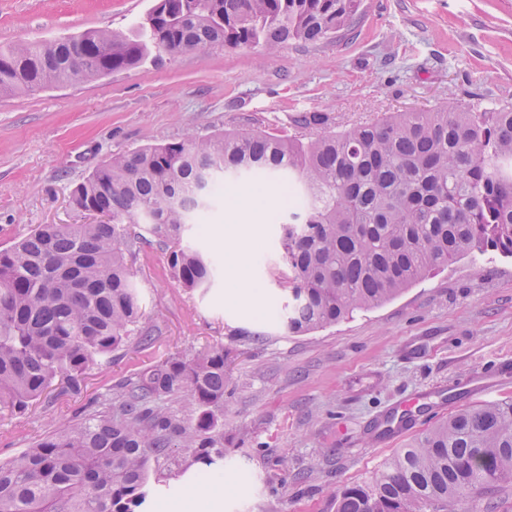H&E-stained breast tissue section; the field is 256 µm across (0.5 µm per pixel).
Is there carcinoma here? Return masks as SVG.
<instances>
[{
    "mask_svg": "<svg viewBox=\"0 0 512 512\" xmlns=\"http://www.w3.org/2000/svg\"><path fill=\"white\" fill-rule=\"evenodd\" d=\"M361 0H155L129 34L110 27L0 47V94L79 83L142 64L155 49L270 52L349 27ZM288 174L279 283L293 334L377 308L462 256H512V106L453 96L313 138L262 130L192 136L116 154L70 193L106 222L43 224L0 249V411L16 415L80 377L134 333L128 257L150 236L190 289L217 274L183 242L228 176ZM224 347L170 357L94 401V410L0 462V512H136L150 459L188 448L224 466ZM182 400L188 418L169 403ZM512 480V401L452 414L400 449L336 512H448Z\"/></svg>",
    "mask_w": 512,
    "mask_h": 512,
    "instance_id": "1",
    "label": "carcinoma"
}]
</instances>
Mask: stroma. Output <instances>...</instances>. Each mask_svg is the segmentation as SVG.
Returning a JSON list of instances; mask_svg holds the SVG:
<instances>
[{
    "instance_id": "1",
    "label": "stroma",
    "mask_w": 512,
    "mask_h": 512,
    "mask_svg": "<svg viewBox=\"0 0 512 512\" xmlns=\"http://www.w3.org/2000/svg\"><path fill=\"white\" fill-rule=\"evenodd\" d=\"M154 0H0V44L110 27L130 30ZM512 104V0H361L350 29L271 54L215 48L153 53L89 81L0 94V249L41 224H81L70 191L100 163L147 145L224 130L316 136L295 118L320 112L340 131L385 112L423 111L447 96ZM268 204L250 205L255 190ZM227 185L184 233L219 259L205 290L182 286L169 253L141 245L133 262L143 315L112 357L90 365L80 393L52 392L0 416V461L87 414L90 398L171 356L224 346V481L214 512H336L421 433L461 409L512 399V257L464 256L384 305L304 335L290 334V297L271 270L288 220L282 181ZM255 227L257 297L228 286L225 224ZM485 376L492 389L462 382ZM403 433H387L411 399ZM190 450L156 466L150 512L196 488Z\"/></svg>"
}]
</instances>
